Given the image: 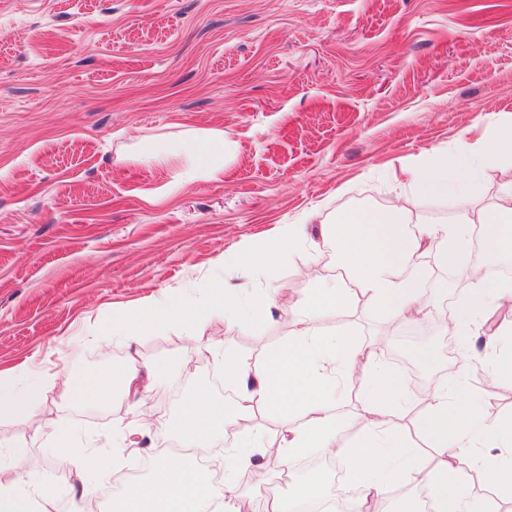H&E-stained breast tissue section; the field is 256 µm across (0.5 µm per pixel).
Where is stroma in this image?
I'll return each instance as SVG.
<instances>
[{
  "label": "stroma",
  "instance_id": "1",
  "mask_svg": "<svg viewBox=\"0 0 512 512\" xmlns=\"http://www.w3.org/2000/svg\"><path fill=\"white\" fill-rule=\"evenodd\" d=\"M510 117L512 0H0V369L177 366L120 466L114 428L139 423L122 389L93 405L58 388L33 417L0 418V477L36 484L56 512L78 489L112 512L106 484L147 479L142 462L180 448L171 422L220 370L210 340L239 355L279 346L312 280L335 275L321 224L388 206L406 191L393 169L453 154L462 138L486 148L483 184H511L512 158L493 149ZM198 129L223 131V179L184 182V153L142 163ZM308 217L264 276L239 270L240 251ZM422 264L424 301L452 311L470 289L463 268ZM218 282L243 306L270 285L289 305L235 326L113 336V315L141 299L199 301ZM320 326L406 353L421 384L456 378L460 349L429 320L401 327L356 300ZM63 428L100 475L56 474ZM13 445L27 450L21 464L1 458Z\"/></svg>",
  "mask_w": 512,
  "mask_h": 512
}]
</instances>
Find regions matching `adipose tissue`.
I'll use <instances>...</instances> for the list:
<instances>
[{
    "instance_id": "ef3b65f1",
    "label": "adipose tissue",
    "mask_w": 512,
    "mask_h": 512,
    "mask_svg": "<svg viewBox=\"0 0 512 512\" xmlns=\"http://www.w3.org/2000/svg\"><path fill=\"white\" fill-rule=\"evenodd\" d=\"M480 152L479 145L462 140L452 159L408 164L409 192L388 209L350 211L337 223L325 225L322 233L332 243L341 275L314 282L286 343L254 356L225 353L224 387L233 391L232 401H218L206 391L187 401L173 424L186 454L155 455L150 480L122 485L118 512H208L211 477L194 451L222 436L229 439L222 512H241V478L262 468L269 455H276L286 469L314 450L336 452L347 459L348 475L360 490L359 512H376L396 483L428 488L434 512H490V498L512 501L511 413H501L486 401L473 404L461 385L452 391L444 386L433 391L410 389L375 348L357 336L328 334L319 327L323 317L342 311L356 298L390 314L399 324L426 317L418 256L432 252L443 265L456 264L475 227L487 228L489 254L512 255V185L498 187L490 207L476 212L462 207L452 224L398 221L411 195L468 197L481 191L473 166ZM193 157L184 181L223 178V131L197 132ZM305 231L302 224L281 225L261 246L243 255L241 269L259 276ZM472 283L445 326L465 348L459 375L467 377L473 363L480 362L488 367L487 381L493 390L512 387V351L501 349L502 343H512V285L490 283L478 273L473 274ZM235 301V292L221 284L213 286L202 301L149 298L120 315L112 333L133 337L148 329L161 333L174 326L200 328L212 319L229 317ZM172 370L165 361L142 365L133 360L109 378L77 380L55 373L20 391L16 382L27 372L21 364L0 371V417L32 416L44 393L57 385L80 401L102 403L111 396L112 380H120L127 394L136 396L162 387ZM357 376L364 383V423L358 438L346 445L341 441L345 426L331 405ZM414 409L419 416L410 436L398 418ZM258 412L278 421V434L246 427V420ZM490 441L496 454L484 452ZM426 453L433 457V466L422 464ZM473 473L482 477L486 494L471 490L468 478Z\"/></svg>"
}]
</instances>
